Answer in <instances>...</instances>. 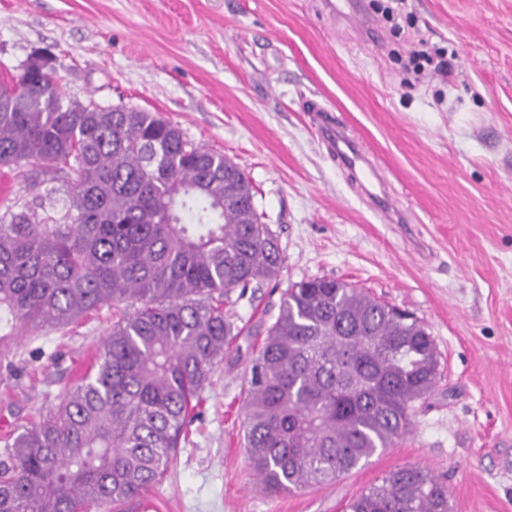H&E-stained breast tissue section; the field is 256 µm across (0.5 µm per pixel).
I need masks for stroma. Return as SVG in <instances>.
Listing matches in <instances>:
<instances>
[{
    "label": "stroma",
    "mask_w": 512,
    "mask_h": 512,
    "mask_svg": "<svg viewBox=\"0 0 512 512\" xmlns=\"http://www.w3.org/2000/svg\"><path fill=\"white\" fill-rule=\"evenodd\" d=\"M399 24L368 37L323 0H0V80L47 50L66 100L159 113L246 174L283 249L278 284L225 301L246 333L213 367L162 481L114 512H342L407 466L447 484L452 512H512V0H407ZM412 32L451 58L446 76L405 79L395 52ZM313 102L369 148L405 222H384L327 152ZM311 278L412 313L439 374L393 447L277 492L244 448L250 330ZM115 319L105 305L0 341V440L59 404Z\"/></svg>",
    "instance_id": "35a3bbf8"
}]
</instances>
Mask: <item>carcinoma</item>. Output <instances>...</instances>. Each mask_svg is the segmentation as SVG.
<instances>
[{"mask_svg": "<svg viewBox=\"0 0 512 512\" xmlns=\"http://www.w3.org/2000/svg\"><path fill=\"white\" fill-rule=\"evenodd\" d=\"M57 88L53 72L0 81V168L64 186L0 215V311L39 328L126 308L60 405L10 435L0 512H112L157 485L242 334L224 296L278 279L283 263L230 159L157 112L75 106ZM261 334L245 448L273 491L333 482L392 447L437 383L423 325L333 278L286 289ZM344 512H450L448 489L402 467Z\"/></svg>", "mask_w": 512, "mask_h": 512, "instance_id": "cac0c4a2", "label": "carcinoma"}]
</instances>
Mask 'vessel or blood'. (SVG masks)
I'll use <instances>...</instances> for the list:
<instances>
[{"mask_svg": "<svg viewBox=\"0 0 512 512\" xmlns=\"http://www.w3.org/2000/svg\"><path fill=\"white\" fill-rule=\"evenodd\" d=\"M315 128L328 152L337 157L342 168L365 177L363 192L372 200L378 213L389 222L403 218L404 213L387 188L384 177L373 164L370 153L360 140L336 118L333 111L321 106L312 108Z\"/></svg>", "mask_w": 512, "mask_h": 512, "instance_id": "vessel-or-blood-1", "label": "vessel or blood"}]
</instances>
